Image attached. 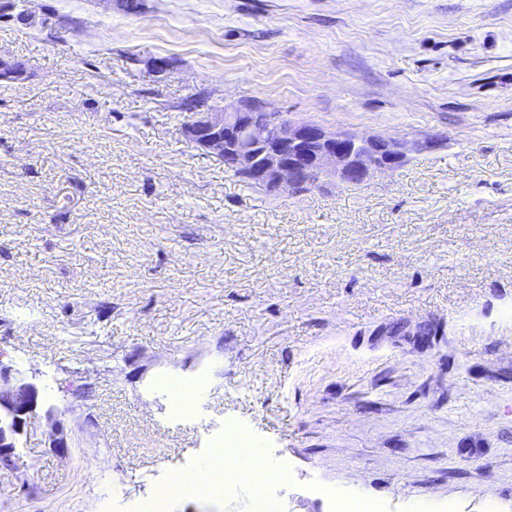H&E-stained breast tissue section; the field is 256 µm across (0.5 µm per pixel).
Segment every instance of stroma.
I'll list each match as a JSON object with an SVG mask.
<instances>
[{
  "label": "stroma",
  "instance_id": "35a3bbf8",
  "mask_svg": "<svg viewBox=\"0 0 512 512\" xmlns=\"http://www.w3.org/2000/svg\"><path fill=\"white\" fill-rule=\"evenodd\" d=\"M0 0V360L44 414L0 512H114L235 423L384 512H512V0ZM173 68L158 76L153 60ZM438 143L359 184L246 185L184 135L191 95ZM205 378L174 427L162 376ZM264 483L167 512H252ZM47 418L49 420L48 448L57 454H64L67 448H70L69 431L53 410L47 411Z\"/></svg>",
  "mask_w": 512,
  "mask_h": 512
}]
</instances>
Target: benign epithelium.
<instances>
[{"instance_id":"benign-epithelium-1","label":"benign epithelium","mask_w":512,"mask_h":512,"mask_svg":"<svg viewBox=\"0 0 512 512\" xmlns=\"http://www.w3.org/2000/svg\"><path fill=\"white\" fill-rule=\"evenodd\" d=\"M26 67L0 59V76L21 80ZM192 119L185 128L187 140L213 154L224 168L247 178L271 193H285L334 177L344 183L365 181L378 171L403 165L409 144L378 137L356 138L329 132L310 123L290 120L259 100L224 106L208 99H188ZM42 403L40 387L12 367L0 363V465L13 464L16 451L28 433L32 416ZM48 447L63 454L70 434L54 411H47Z\"/></svg>"}]
</instances>
